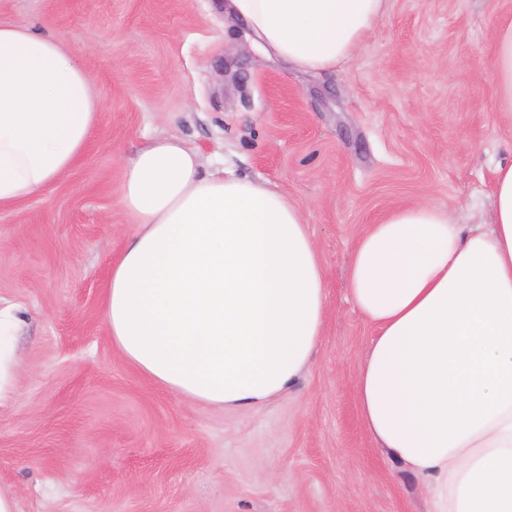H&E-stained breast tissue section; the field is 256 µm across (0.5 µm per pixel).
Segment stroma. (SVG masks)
Masks as SVG:
<instances>
[{
	"label": "stroma",
	"mask_w": 512,
	"mask_h": 512,
	"mask_svg": "<svg viewBox=\"0 0 512 512\" xmlns=\"http://www.w3.org/2000/svg\"><path fill=\"white\" fill-rule=\"evenodd\" d=\"M0 21L67 40L101 118L55 187L0 209V308L22 319L0 406V492L16 512H429L421 482L366 434L355 379L374 337L348 299L365 224L424 202L484 220L512 119L493 106L512 0H389L349 62L264 57L224 0H0ZM176 137L304 212L328 291L297 385L250 412L190 402L112 346L110 263L136 232L123 168Z\"/></svg>",
	"instance_id": "stroma-1"
}]
</instances>
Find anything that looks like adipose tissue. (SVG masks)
<instances>
[{"label": "adipose tissue", "mask_w": 512, "mask_h": 512, "mask_svg": "<svg viewBox=\"0 0 512 512\" xmlns=\"http://www.w3.org/2000/svg\"><path fill=\"white\" fill-rule=\"evenodd\" d=\"M388 0H226L260 48L302 71L353 57ZM490 80L512 116V24ZM91 76L57 36L0 22V207L49 189L100 119ZM138 226L112 259L104 314L120 356L194 403L249 411L288 392L326 320L322 263L300 207L205 171L177 138L125 166ZM350 300L375 337L355 388L375 444L425 482L431 512H512V163L497 165L487 225L424 203L366 225ZM20 319L0 309V403Z\"/></svg>", "instance_id": "obj_1"}]
</instances>
